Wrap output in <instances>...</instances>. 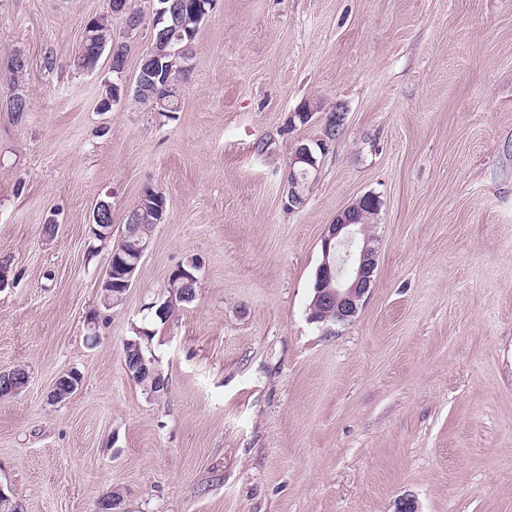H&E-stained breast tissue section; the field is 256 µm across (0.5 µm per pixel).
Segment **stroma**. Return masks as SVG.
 Segmentation results:
<instances>
[{"label":"stroma","mask_w":512,"mask_h":512,"mask_svg":"<svg viewBox=\"0 0 512 512\" xmlns=\"http://www.w3.org/2000/svg\"><path fill=\"white\" fill-rule=\"evenodd\" d=\"M105 9L0 0V78L22 53L30 101L0 104V370L30 372L0 399V487L25 512H94L115 488L125 512H512V0H217L168 117L134 97L150 19L112 22L130 51L110 111L107 61L74 69ZM337 106L289 208L290 155ZM148 189L165 221L89 345L93 208L120 236ZM366 194L373 281L350 320L312 321L322 239ZM193 258L195 300L153 321ZM142 327L159 397L124 366Z\"/></svg>","instance_id":"obj_1"}]
</instances>
